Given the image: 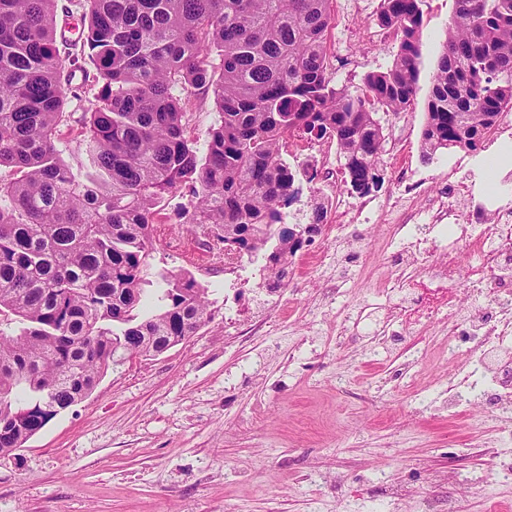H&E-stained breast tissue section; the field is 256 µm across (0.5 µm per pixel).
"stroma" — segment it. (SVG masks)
Instances as JSON below:
<instances>
[{"instance_id":"stroma-1","label":"stroma","mask_w":512,"mask_h":512,"mask_svg":"<svg viewBox=\"0 0 512 512\" xmlns=\"http://www.w3.org/2000/svg\"><path fill=\"white\" fill-rule=\"evenodd\" d=\"M380 0H335L328 48L337 85L358 92L367 73L390 66L393 32L375 21ZM416 95L383 112L385 181L366 196L334 178L303 186L302 198L331 201L320 235L297 253L287 284L259 289L262 256L243 257L246 285H224V244L184 223L188 193L171 196L154 227L151 276L191 272L208 290L211 321L168 352L108 369L92 393L61 411L23 448L0 455V512H380L385 489L403 487L396 512H504L512 480L492 476L488 449L512 460L489 398L480 414L448 413L444 361L413 369L420 349L446 347L447 328L385 343L362 331L385 319L376 284L405 272L387 240L419 224L433 199L463 187L470 212L512 202V163L493 183L487 157L512 145L496 127L480 152L458 148L426 159L421 134L454 0H423ZM368 215L358 218L359 208ZM486 472L461 492L458 477Z\"/></svg>"}]
</instances>
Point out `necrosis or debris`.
I'll list each match as a JSON object with an SVG mask.
<instances>
[{
  "mask_svg": "<svg viewBox=\"0 0 512 512\" xmlns=\"http://www.w3.org/2000/svg\"><path fill=\"white\" fill-rule=\"evenodd\" d=\"M453 205L430 206L428 234L417 226L405 233L416 240L417 254L430 262L420 276L395 277L380 283L378 292L396 314L398 333L420 335L429 325L446 321L443 359L467 353L463 367L448 373V411L465 403H481L493 393L501 406L512 404V208L497 207L490 225L454 223ZM467 249L475 274H488V285L466 292L468 307L456 303L457 256Z\"/></svg>",
  "mask_w": 512,
  "mask_h": 512,
  "instance_id": "necrosis-or-debris-1",
  "label": "necrosis or debris"
}]
</instances>
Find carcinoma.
<instances>
[{
    "label": "carcinoma",
    "mask_w": 512,
    "mask_h": 512,
    "mask_svg": "<svg viewBox=\"0 0 512 512\" xmlns=\"http://www.w3.org/2000/svg\"><path fill=\"white\" fill-rule=\"evenodd\" d=\"M422 0H380L399 38L358 93L332 77L333 0H83L79 38L57 36L58 0H0V454L86 398L111 366L153 357L210 320L208 289L146 258L168 198L186 188L188 224L224 232V255L261 254L283 285L320 230L284 222L300 193L287 139L329 138L345 183L364 185L383 151L378 111L413 100ZM70 73H64L65 66ZM93 71H88L87 66ZM95 103L82 104L84 86ZM219 120L205 153L187 136L201 98ZM77 101L69 108L71 101ZM512 107V0H455L427 103L424 157L476 152ZM80 113L77 165L57 148Z\"/></svg>",
    "instance_id": "1"
}]
</instances>
